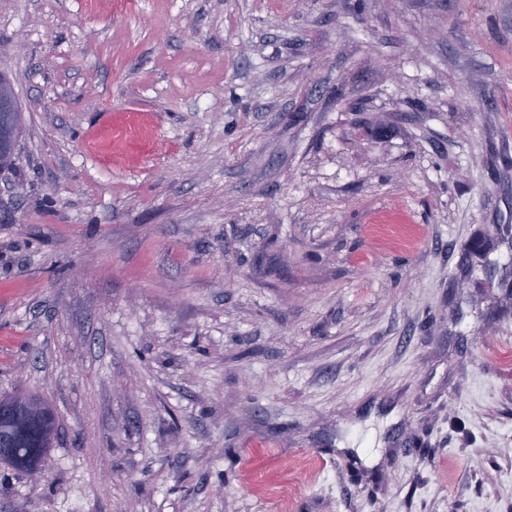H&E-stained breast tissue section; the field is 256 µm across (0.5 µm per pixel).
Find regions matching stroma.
<instances>
[{
	"label": "stroma",
	"instance_id": "1",
	"mask_svg": "<svg viewBox=\"0 0 512 512\" xmlns=\"http://www.w3.org/2000/svg\"><path fill=\"white\" fill-rule=\"evenodd\" d=\"M0 512H512V0H0ZM11 108L14 112H0L1 122L3 121L7 123L11 129L10 137L5 142L3 148L4 160L0 165L1 169L3 168L4 170L10 168L13 164L17 138L20 130L21 113L14 94ZM17 397L26 398L36 405L40 424L30 426L20 435L13 459H4L0 462L31 476L33 466L39 465L40 468L44 456L51 447L57 427V417L53 409L43 399L36 396L10 393L5 395L1 402L0 394V406L5 407Z\"/></svg>",
	"mask_w": 512,
	"mask_h": 512
}]
</instances>
